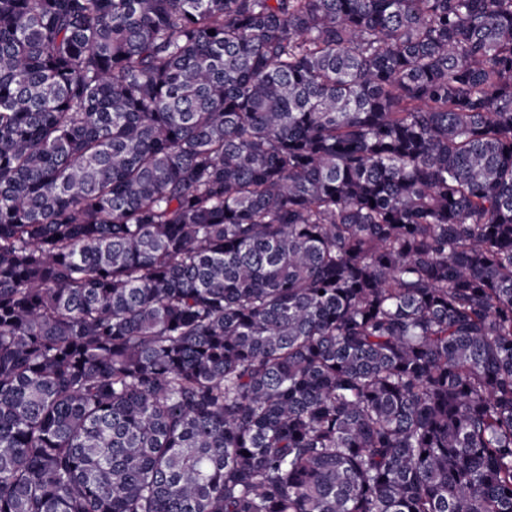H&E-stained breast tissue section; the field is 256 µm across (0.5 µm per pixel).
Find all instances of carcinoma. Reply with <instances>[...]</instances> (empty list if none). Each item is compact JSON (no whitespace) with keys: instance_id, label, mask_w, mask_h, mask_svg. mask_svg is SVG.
<instances>
[{"instance_id":"1","label":"carcinoma","mask_w":512,"mask_h":512,"mask_svg":"<svg viewBox=\"0 0 512 512\" xmlns=\"http://www.w3.org/2000/svg\"><path fill=\"white\" fill-rule=\"evenodd\" d=\"M0 512H512V0H0Z\"/></svg>"}]
</instances>
